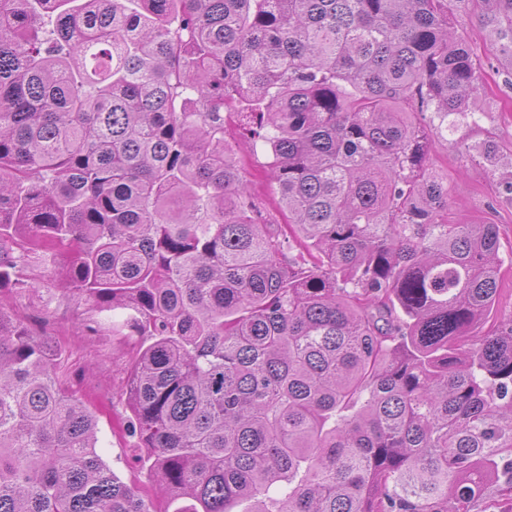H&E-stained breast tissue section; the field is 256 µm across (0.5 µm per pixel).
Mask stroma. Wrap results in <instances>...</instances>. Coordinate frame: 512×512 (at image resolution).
<instances>
[{
	"instance_id": "1",
	"label": "stroma",
	"mask_w": 512,
	"mask_h": 512,
	"mask_svg": "<svg viewBox=\"0 0 512 512\" xmlns=\"http://www.w3.org/2000/svg\"><path fill=\"white\" fill-rule=\"evenodd\" d=\"M484 14L481 0H470L459 33L481 65L486 92L472 117L432 140L428 163L448 177L449 212L498 225L499 255L508 269L503 285L512 290V195L507 192L512 184V57L495 49ZM17 309L41 327L46 339L58 343L66 386L97 416L102 458L123 481L146 480L137 440L125 430L130 410L122 396L138 338L81 335L76 326L84 306L46 295L23 298Z\"/></svg>"
}]
</instances>
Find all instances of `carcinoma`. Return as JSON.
Instances as JSON below:
<instances>
[{
    "mask_svg": "<svg viewBox=\"0 0 512 512\" xmlns=\"http://www.w3.org/2000/svg\"><path fill=\"white\" fill-rule=\"evenodd\" d=\"M463 2L0 0V512H512L498 225L426 164L484 92ZM485 6L512 56V0ZM41 289L141 339L163 510L5 315ZM268 162V157L264 149L261 147L260 144H258L256 151L254 154H250L247 157V169L248 172H250L254 176H249L248 179L254 180V182H257L255 185L256 193L261 195L264 198H269L271 196V188L265 183L259 181V173L261 172L262 168L266 165Z\"/></svg>",
    "mask_w": 512,
    "mask_h": 512,
    "instance_id": "cac0c4a2",
    "label": "carcinoma"
}]
</instances>
